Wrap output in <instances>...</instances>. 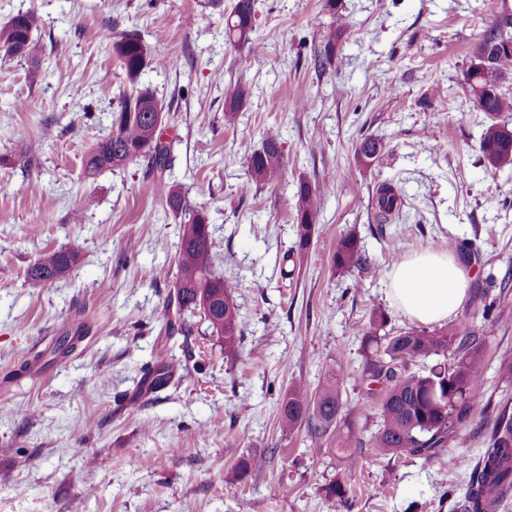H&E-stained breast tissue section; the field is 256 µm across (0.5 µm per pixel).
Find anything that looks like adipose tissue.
<instances>
[{"instance_id":"adipose-tissue-1","label":"adipose tissue","mask_w":512,"mask_h":512,"mask_svg":"<svg viewBox=\"0 0 512 512\" xmlns=\"http://www.w3.org/2000/svg\"><path fill=\"white\" fill-rule=\"evenodd\" d=\"M468 271L455 256L424 249L394 263L388 295L410 320L441 324L456 316L468 298Z\"/></svg>"}]
</instances>
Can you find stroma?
I'll list each match as a JSON object with an SVG mask.
<instances>
[{
	"mask_svg": "<svg viewBox=\"0 0 512 512\" xmlns=\"http://www.w3.org/2000/svg\"><path fill=\"white\" fill-rule=\"evenodd\" d=\"M234 0H0V24L34 11L35 58L0 57V512H449L494 423L471 426L432 459L382 457V418L360 395L359 333L371 311L386 332L416 329L391 302L396 248L457 256L469 290L494 302L478 383L512 399L499 355L512 352V169L487 166L489 123L464 87L471 51L490 24L483 0H257L260 51L224 37ZM347 26L331 65H316L334 15ZM143 37L154 57L130 83L103 37ZM174 59L157 67L156 59ZM167 114L172 178L205 209L214 266L235 286L245 321L235 354L206 322L168 335L181 226L144 163L87 175L82 158L112 125L133 85ZM245 105L225 118L237 85ZM280 133L287 161L272 184L247 170L241 144ZM382 141L372 166L363 137ZM320 189L318 232L297 246L295 193ZM400 211L380 223L378 187ZM355 238L371 261L342 273L332 256ZM79 248L62 279L26 270L48 250ZM84 326L67 354L58 336ZM167 364L160 390L147 375ZM337 365L355 424L354 465L314 452L306 427L287 431L280 403L295 383L316 389ZM464 457L465 467L448 460ZM261 468L237 480L242 459ZM344 479L349 503L325 488Z\"/></svg>",
	"mask_w": 512,
	"mask_h": 512,
	"instance_id": "stroma-1",
	"label": "stroma"
}]
</instances>
